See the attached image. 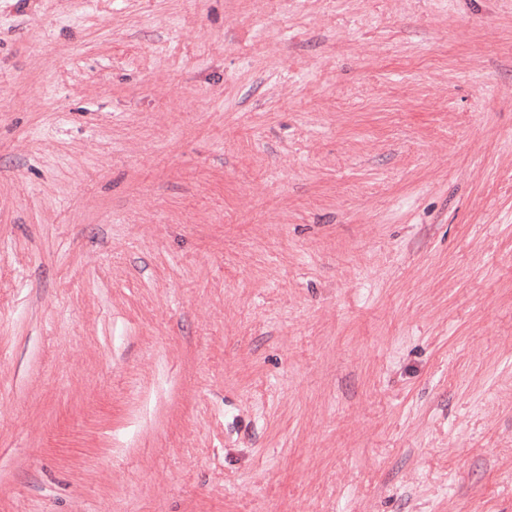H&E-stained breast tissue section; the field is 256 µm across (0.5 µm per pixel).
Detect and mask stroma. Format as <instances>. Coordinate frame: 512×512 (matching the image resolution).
<instances>
[{
    "instance_id": "35a3bbf8",
    "label": "stroma",
    "mask_w": 512,
    "mask_h": 512,
    "mask_svg": "<svg viewBox=\"0 0 512 512\" xmlns=\"http://www.w3.org/2000/svg\"><path fill=\"white\" fill-rule=\"evenodd\" d=\"M0 512H512V0H0Z\"/></svg>"
}]
</instances>
